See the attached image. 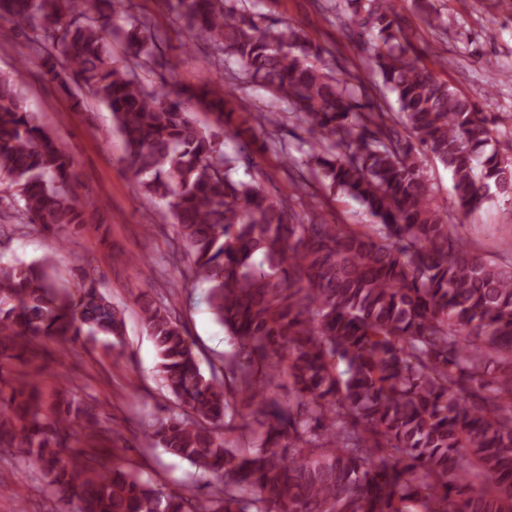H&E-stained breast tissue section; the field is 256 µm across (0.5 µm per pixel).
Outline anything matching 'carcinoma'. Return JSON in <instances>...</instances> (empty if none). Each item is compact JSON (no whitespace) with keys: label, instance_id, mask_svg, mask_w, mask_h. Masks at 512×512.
<instances>
[{"label":"carcinoma","instance_id":"cac0c4a2","mask_svg":"<svg viewBox=\"0 0 512 512\" xmlns=\"http://www.w3.org/2000/svg\"><path fill=\"white\" fill-rule=\"evenodd\" d=\"M122 2L0 0V19L26 38L19 65L35 52L75 107L90 96L111 112L141 190L174 221L184 282L207 284L235 347L207 375L172 309L146 291L138 305L159 381L177 401L145 434L213 490L167 491L94 454L98 415L49 400L37 375L17 368L45 339L115 346L124 336L125 310L92 281L65 284L50 255L0 262V450L16 449L76 512H512V261L461 243L425 173L429 158L451 172L464 217L510 200L512 130L418 63L398 0L336 5L369 79L327 67L302 28L259 24L246 0H177L188 43L236 69L222 83L170 88L163 78L151 89L137 70L157 35L122 16ZM241 77L289 115L249 110L225 89ZM383 91L397 111L378 100ZM285 116L311 140L288 166L294 193L273 200L234 176L241 157L224 145L243 150L252 123L275 130ZM312 179L375 223L302 222L293 200ZM75 182L41 113L0 73V186L13 190L16 225L80 229ZM239 404L248 413L235 425ZM237 430L248 447L229 444Z\"/></svg>","mask_w":512,"mask_h":512}]
</instances>
